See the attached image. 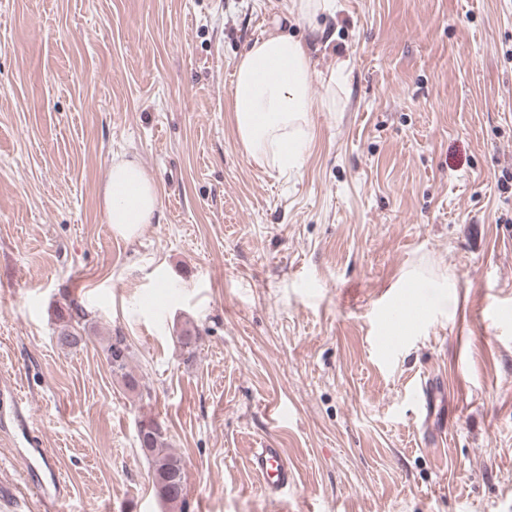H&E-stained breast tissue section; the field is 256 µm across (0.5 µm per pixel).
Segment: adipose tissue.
Returning a JSON list of instances; mask_svg holds the SVG:
<instances>
[{
    "label": "adipose tissue",
    "instance_id": "adipose-tissue-1",
    "mask_svg": "<svg viewBox=\"0 0 512 512\" xmlns=\"http://www.w3.org/2000/svg\"><path fill=\"white\" fill-rule=\"evenodd\" d=\"M313 48L287 33L260 35L235 67L231 110L237 138L255 160L278 168L298 166L311 129ZM101 208L115 233L135 236L153 223L158 186L136 161L114 160L101 188Z\"/></svg>",
    "mask_w": 512,
    "mask_h": 512
}]
</instances>
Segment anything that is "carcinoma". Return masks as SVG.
<instances>
[{"label":"carcinoma","instance_id":"cac0c4a2","mask_svg":"<svg viewBox=\"0 0 512 512\" xmlns=\"http://www.w3.org/2000/svg\"><path fill=\"white\" fill-rule=\"evenodd\" d=\"M199 336L195 328L187 326L177 336V343L188 355H193L198 347ZM106 361L112 374L123 381L130 391L141 388L139 380L129 370V344L125 337L117 336L108 342L105 349ZM149 430L137 431V435L151 437V452L145 456L151 470L152 484L157 497L172 512L183 510L188 494L187 475L183 457L169 446L168 427L158 417H149Z\"/></svg>","mask_w":512,"mask_h":512}]
</instances>
